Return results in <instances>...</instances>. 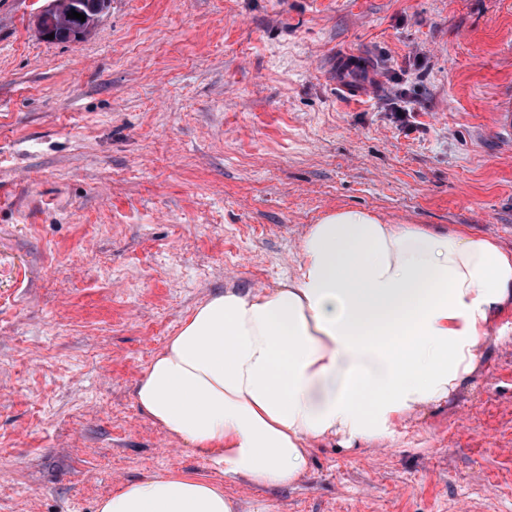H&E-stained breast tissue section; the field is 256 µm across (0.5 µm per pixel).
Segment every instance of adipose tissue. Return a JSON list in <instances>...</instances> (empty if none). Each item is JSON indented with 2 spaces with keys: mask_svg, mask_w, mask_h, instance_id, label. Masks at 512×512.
Masks as SVG:
<instances>
[{
  "mask_svg": "<svg viewBox=\"0 0 512 512\" xmlns=\"http://www.w3.org/2000/svg\"><path fill=\"white\" fill-rule=\"evenodd\" d=\"M512 307V251L461 229L339 208L309 225L292 276L228 288L186 316L136 387L170 438L257 488L308 471L313 442L380 438L448 401ZM193 474L122 483L98 512H236Z\"/></svg>",
  "mask_w": 512,
  "mask_h": 512,
  "instance_id": "1",
  "label": "adipose tissue"
}]
</instances>
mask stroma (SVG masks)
Here are the masks:
<instances>
[{
  "label": "stroma",
  "mask_w": 512,
  "mask_h": 512,
  "mask_svg": "<svg viewBox=\"0 0 512 512\" xmlns=\"http://www.w3.org/2000/svg\"><path fill=\"white\" fill-rule=\"evenodd\" d=\"M41 4L0 0V512L166 472L238 512H512V308L448 403L315 442L288 488L135 402L194 307L275 287L336 208L512 250V0H111L77 42L39 37Z\"/></svg>",
  "instance_id": "stroma-1"
}]
</instances>
